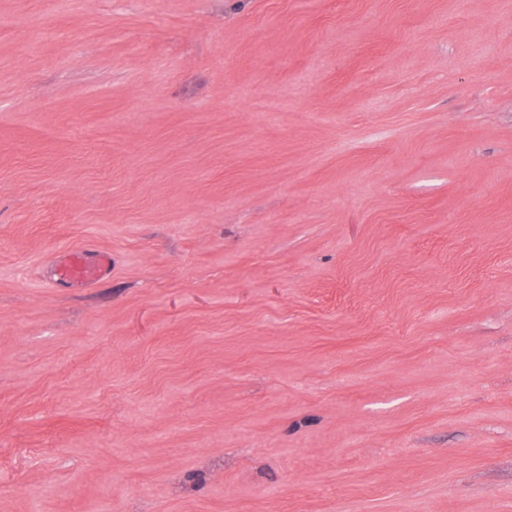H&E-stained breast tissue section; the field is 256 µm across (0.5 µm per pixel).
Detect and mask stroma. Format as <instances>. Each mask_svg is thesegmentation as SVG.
Wrapping results in <instances>:
<instances>
[{"label": "stroma", "instance_id": "1", "mask_svg": "<svg viewBox=\"0 0 512 512\" xmlns=\"http://www.w3.org/2000/svg\"><path fill=\"white\" fill-rule=\"evenodd\" d=\"M0 512H512V0H0ZM111 258L100 254L95 261H88L82 253L72 254L58 267L59 276L79 285L93 284L107 272Z\"/></svg>", "mask_w": 512, "mask_h": 512}]
</instances>
